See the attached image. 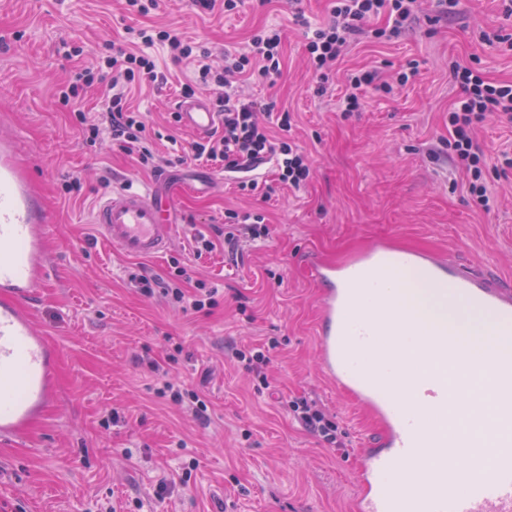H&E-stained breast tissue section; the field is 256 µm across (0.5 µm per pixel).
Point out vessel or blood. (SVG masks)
I'll list each match as a JSON object with an SVG mask.
<instances>
[{
	"label": "vessel or blood",
	"instance_id": "b4317fda",
	"mask_svg": "<svg viewBox=\"0 0 512 512\" xmlns=\"http://www.w3.org/2000/svg\"><path fill=\"white\" fill-rule=\"evenodd\" d=\"M174 110L200 138L220 121L205 95L180 98ZM168 181L163 171L147 190L115 191L99 201L95 222L113 251L151 259L168 250L179 222ZM45 222L15 142L0 136V440L22 438L56 395L57 349L28 306L46 283ZM408 269L494 313L477 345L445 327L419 335L396 289ZM305 271L320 289V368L378 425L356 452L361 492L354 512H512V290L460 271L452 258L387 240L338 264L309 259ZM448 368L488 376L492 401L477 408L465 384H449ZM438 416L481 417L491 436L464 440L467 463L456 464L447 437L432 426Z\"/></svg>",
	"mask_w": 512,
	"mask_h": 512
}]
</instances>
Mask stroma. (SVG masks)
<instances>
[{"label":"stroma","mask_w":512,"mask_h":512,"mask_svg":"<svg viewBox=\"0 0 512 512\" xmlns=\"http://www.w3.org/2000/svg\"><path fill=\"white\" fill-rule=\"evenodd\" d=\"M147 25L176 27L207 43L209 62L224 64L263 27L284 35L276 83L253 80L246 95L273 100L297 116L296 143L312 167L307 184L276 186L270 199L243 196L233 177L186 153L195 136L170 126L190 62L150 49L167 83L142 82L129 95L155 150L171 158L184 185L173 192L183 216L168 252L139 261L112 253L93 222L100 199L120 187L146 188L154 171L103 136L86 146L76 111L93 116L106 104L98 84L77 106L56 92L74 67H95L102 44L128 40ZM507 43H488L481 32ZM80 54L66 58L70 49ZM488 80L512 82V14L504 0H459L455 17L432 33L413 31L382 44H361L338 64L341 74L366 66L388 73L409 67L415 78L387 97L366 96L362 111L343 113L342 82L312 91L304 30L284 0L257 7L245 0L233 15L195 13L190 0H158L149 16L131 15L124 0H0V134L18 143L19 162L50 213L49 281L31 303L37 325L58 349L57 399L23 440L0 441V512H349L357 492L354 454L373 436L363 410L322 376L316 344L317 287L305 273L316 254L340 260L366 242L389 238L452 257L471 273L512 287V123L495 119L476 135L487 154L483 181L489 210L478 208L461 170L429 154L448 138V112L459 88L454 63ZM79 179L76 194L63 191ZM262 214L268 240L245 247L238 264L223 249L195 255L188 238L211 233L227 210ZM180 262L192 280L219 285L210 312L183 316L161 296L144 297L128 280L146 267L166 276ZM270 347L272 386L258 393L229 357L228 343ZM182 347L172 380L201 388L210 419L202 423L154 393L151 361ZM299 397L317 401L337 427L341 448L326 447L287 414ZM199 466L188 486L160 492L189 458Z\"/></svg>","instance_id":"obj_1"}]
</instances>
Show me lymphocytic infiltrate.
I'll use <instances>...</instances> for the list:
<instances>
[{"mask_svg":"<svg viewBox=\"0 0 512 512\" xmlns=\"http://www.w3.org/2000/svg\"><path fill=\"white\" fill-rule=\"evenodd\" d=\"M328 16L305 35V53L315 82L313 92L323 95L328 80L327 71L345 55L356 42H379L399 36L419 25L424 14V0H328ZM136 38L144 45L161 44L167 47L171 58L183 61L206 56L199 45L187 43L173 27L142 28ZM102 60L112 75L114 91L108 104L94 120L78 114V121L86 122L88 142H95L100 134H110L126 152L136 154L142 167L155 168V156L147 146L146 125L140 113L130 111L126 105V87L144 80L157 81L159 73L155 61L146 53L130 50L125 44H109ZM282 38L278 29L265 28L254 33L244 51L224 54V67L212 69L201 65L193 81L183 84L182 96L194 95L199 87L209 88L214 94L221 114L217 135L193 142L190 152L195 159L221 166L228 173L246 174L239 187L254 191L255 181L249 172L264 165H272L278 183L294 188L305 185L310 177L307 156L291 144L288 134L292 117L288 110L275 103L244 98L236 93L238 83L251 72L253 63H260V75L266 81H275L281 74ZM410 72L400 71L396 79L372 68L349 74L344 94V109L360 111L365 93L390 95L394 85H405ZM452 78L460 94L448 113L452 139L448 143L449 155L456 166L468 176L467 191L480 207H488L487 188L481 181L486 162L484 151L475 136L479 124L497 118L512 123V82L489 81L476 68L454 65ZM139 292L146 297L162 293L172 306L184 314H195L212 308L218 290L213 285L191 282L185 267H176L167 277H156L140 271L132 277ZM174 355L165 360L151 362L150 368L162 383L157 389L159 397L186 409L198 419L205 418L207 404L197 390L168 380V366ZM289 411L305 430L318 437L329 447H338L336 426L306 398L292 400Z\"/></svg>","mask_w":512,"mask_h":512,"instance_id":"obj_1","label":"lymphocytic infiltrate"}]
</instances>
